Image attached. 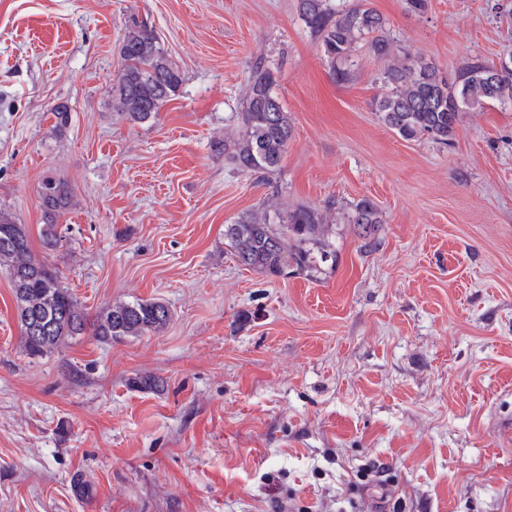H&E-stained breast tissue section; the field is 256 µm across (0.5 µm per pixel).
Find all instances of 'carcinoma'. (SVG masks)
I'll list each match as a JSON object with an SVG mask.
<instances>
[{"instance_id": "carcinoma-1", "label": "carcinoma", "mask_w": 512, "mask_h": 512, "mask_svg": "<svg viewBox=\"0 0 512 512\" xmlns=\"http://www.w3.org/2000/svg\"><path fill=\"white\" fill-rule=\"evenodd\" d=\"M307 26L321 39L324 57L339 82L349 78L346 63L358 40L368 37L374 54L389 61L383 82L386 91L375 99V111L384 124L405 140L427 137L451 144L460 113L484 107L490 101L512 103V66L490 79L489 64L474 60L463 65L453 82L439 76L435 66L409 57H392L384 19L374 9L332 6L327 0H300ZM121 67L112 79V107L123 119L141 124L154 117L183 83L178 67L163 52L146 22L132 21L123 36ZM275 71L255 64L236 113L237 137L219 144L224 158L239 171L264 175L273 171L288 150L292 127L275 87ZM46 218V243L57 242L60 217L74 205L70 186L48 177L40 191ZM362 234L375 233L382 213L369 199L358 201L348 215ZM326 224L316 210L297 207L270 218L255 211L224 225L238 263L267 278H286L294 272L312 273L317 259H326ZM0 268L13 288L23 348L29 356H43L82 335L86 316L63 286L57 272L36 261L24 225L0 210ZM170 311L155 300H135L107 306L97 315L93 336L101 342L157 334L167 327Z\"/></svg>"}]
</instances>
